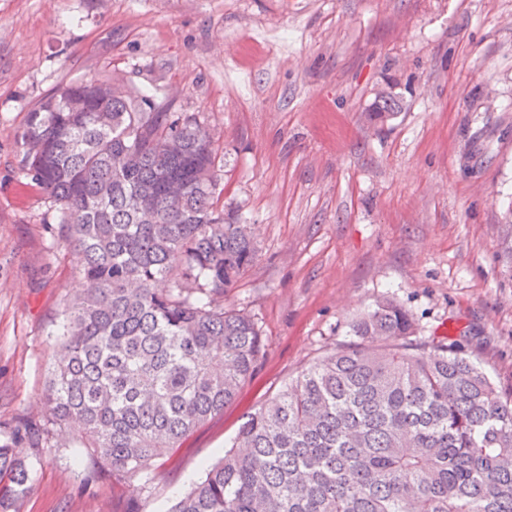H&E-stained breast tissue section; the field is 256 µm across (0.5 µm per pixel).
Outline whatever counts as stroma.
<instances>
[{
  "instance_id": "1",
  "label": "stroma",
  "mask_w": 512,
  "mask_h": 512,
  "mask_svg": "<svg viewBox=\"0 0 512 512\" xmlns=\"http://www.w3.org/2000/svg\"><path fill=\"white\" fill-rule=\"evenodd\" d=\"M160 92L220 137L224 201L256 256L224 305L263 350L222 416L117 489L38 424L81 265L25 178L17 134L59 85ZM387 125L366 119L379 93ZM512 0H0V440L30 465L19 512H167L246 413L344 341L376 300L415 342L462 340L512 389ZM378 98L375 112L367 113L368 120L384 124L396 118L400 109L398 101L384 93L379 95Z\"/></svg>"
}]
</instances>
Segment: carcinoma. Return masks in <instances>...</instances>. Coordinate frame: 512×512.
I'll list each match as a JSON object with an SVG mask.
<instances>
[{
  "mask_svg": "<svg viewBox=\"0 0 512 512\" xmlns=\"http://www.w3.org/2000/svg\"><path fill=\"white\" fill-rule=\"evenodd\" d=\"M109 81L66 83L27 114L21 170L82 263L61 311L47 435L86 433L94 464L151 493L150 468L224 413L262 350L226 289L255 256L224 211L207 126ZM379 95L370 121L397 117ZM249 413L224 457L169 512H512V396L457 341L414 344L392 299ZM0 443V512L30 489Z\"/></svg>",
  "mask_w": 512,
  "mask_h": 512,
  "instance_id": "obj_1",
  "label": "carcinoma"
}]
</instances>
